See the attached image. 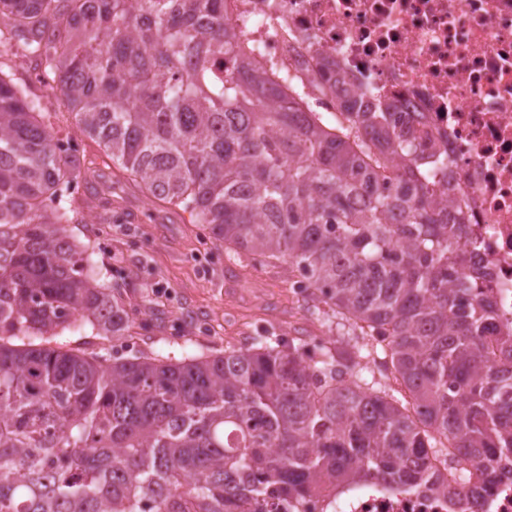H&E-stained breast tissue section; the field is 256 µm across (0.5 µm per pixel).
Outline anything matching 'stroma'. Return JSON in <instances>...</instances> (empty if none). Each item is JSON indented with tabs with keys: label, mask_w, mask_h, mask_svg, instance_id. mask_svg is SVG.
<instances>
[{
	"label": "stroma",
	"mask_w": 512,
	"mask_h": 512,
	"mask_svg": "<svg viewBox=\"0 0 512 512\" xmlns=\"http://www.w3.org/2000/svg\"><path fill=\"white\" fill-rule=\"evenodd\" d=\"M54 127L75 135L88 181L83 223L73 234L90 242L102 279L120 285L134 324V348L179 353L223 349L267 328L312 338L324 328L304 318L288 286V269L227 261L223 247L189 212L155 201L113 163L99 144L80 134L73 114L58 113Z\"/></svg>",
	"instance_id": "stroma-1"
}]
</instances>
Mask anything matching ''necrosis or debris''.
<instances>
[{
    "mask_svg": "<svg viewBox=\"0 0 512 512\" xmlns=\"http://www.w3.org/2000/svg\"><path fill=\"white\" fill-rule=\"evenodd\" d=\"M224 21L280 85L302 82L305 111L392 113L418 175L465 227L467 267L485 270L512 333V0H224ZM480 498L413 491L379 477L283 503L282 512H512V473Z\"/></svg>",
    "mask_w": 512,
    "mask_h": 512,
    "instance_id": "obj_1",
    "label": "necrosis or debris"
}]
</instances>
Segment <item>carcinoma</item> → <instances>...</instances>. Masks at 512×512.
<instances>
[{
    "instance_id": "carcinoma-1",
    "label": "carcinoma",
    "mask_w": 512,
    "mask_h": 512,
    "mask_svg": "<svg viewBox=\"0 0 512 512\" xmlns=\"http://www.w3.org/2000/svg\"><path fill=\"white\" fill-rule=\"evenodd\" d=\"M0 18V50L51 78L147 196L230 261L288 265L331 333L181 358L52 345L88 329L115 350L131 317L68 229L76 149L0 68V512H280L370 476L439 490L443 450L482 494L483 458L512 451V334L491 301L461 305L476 282L460 225L430 178L387 175L385 113H346L340 136L303 111V86L236 50L224 0H0Z\"/></svg>"
}]
</instances>
